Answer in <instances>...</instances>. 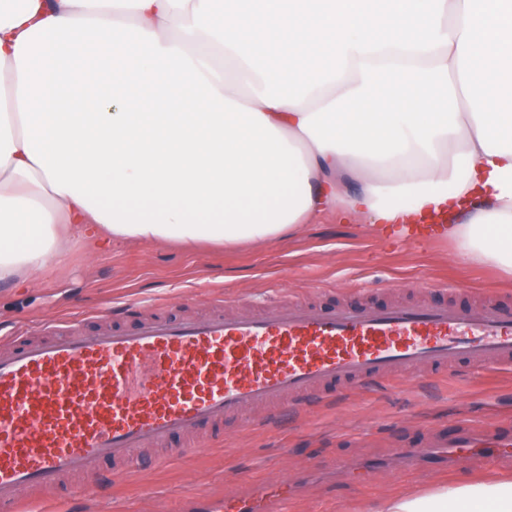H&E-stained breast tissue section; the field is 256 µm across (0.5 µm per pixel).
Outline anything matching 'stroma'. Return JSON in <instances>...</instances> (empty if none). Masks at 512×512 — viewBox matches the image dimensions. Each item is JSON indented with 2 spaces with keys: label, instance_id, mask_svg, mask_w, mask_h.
<instances>
[{
  "label": "stroma",
  "instance_id": "obj_1",
  "mask_svg": "<svg viewBox=\"0 0 512 512\" xmlns=\"http://www.w3.org/2000/svg\"><path fill=\"white\" fill-rule=\"evenodd\" d=\"M444 284L469 289L458 300L465 308L512 303V276L460 262L451 239L419 248L393 233H371L361 221L324 220L262 247L229 250L138 241L94 248L73 241L65 263L39 272L27 287L0 284V327L26 328L53 317L81 319L91 330L110 307L128 301H179L196 314L217 303L246 313L263 303L312 299L430 302ZM451 418L512 422V366H460L435 380L343 389L272 421L230 420L204 451L175 453L164 467H154L153 451L144 450L138 470L89 498H72L74 487L85 482L81 476L31 498L44 512H178L200 492L233 495L253 481L286 478L303 488L290 512H368L373 502L402 492L474 479L471 471L423 475L381 465L392 449L421 441L424 429ZM341 457L378 466L360 480H331L328 472Z\"/></svg>",
  "mask_w": 512,
  "mask_h": 512
}]
</instances>
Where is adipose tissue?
I'll use <instances>...</instances> for the list:
<instances>
[{
  "label": "adipose tissue",
  "mask_w": 512,
  "mask_h": 512,
  "mask_svg": "<svg viewBox=\"0 0 512 512\" xmlns=\"http://www.w3.org/2000/svg\"><path fill=\"white\" fill-rule=\"evenodd\" d=\"M461 208L459 259L512 273V0H0V282L64 230L261 246ZM371 512H512V480Z\"/></svg>",
  "instance_id": "obj_1"
}]
</instances>
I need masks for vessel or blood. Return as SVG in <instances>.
<instances>
[{"mask_svg": "<svg viewBox=\"0 0 512 512\" xmlns=\"http://www.w3.org/2000/svg\"><path fill=\"white\" fill-rule=\"evenodd\" d=\"M0 352V512H38L29 490H50L112 458L130 473L141 449L205 447L227 419L253 409L307 406L359 383L402 381L427 369L512 364V309L428 303L274 304L236 315L150 316L87 332L66 321L40 338L8 334ZM396 459L429 470L479 471L512 459V427L461 423ZM288 482L232 497L201 494L188 512H286Z\"/></svg>", "mask_w": 512, "mask_h": 512, "instance_id": "b4317fda", "label": "vessel or blood"}]
</instances>
